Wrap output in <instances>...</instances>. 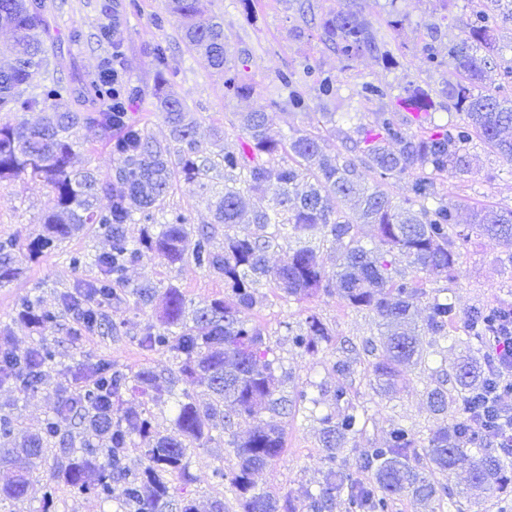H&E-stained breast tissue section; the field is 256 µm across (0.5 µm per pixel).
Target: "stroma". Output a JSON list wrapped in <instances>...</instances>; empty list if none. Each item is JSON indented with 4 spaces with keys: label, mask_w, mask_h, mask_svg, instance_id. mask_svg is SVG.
<instances>
[{
    "label": "stroma",
    "mask_w": 512,
    "mask_h": 512,
    "mask_svg": "<svg viewBox=\"0 0 512 512\" xmlns=\"http://www.w3.org/2000/svg\"><path fill=\"white\" fill-rule=\"evenodd\" d=\"M106 5L119 16L120 23L111 40L102 41L98 32L106 21L102 12ZM199 6L204 14L224 19V47L248 86L240 95H225L223 74L186 47L179 24L167 15L166 0H41V13L51 34L42 75L77 87L98 74L105 58L115 57L123 76L137 89L129 115L151 137L162 142L170 138V128L156 110L155 93L161 86L181 99L197 118V138L203 147H211L213 132L220 128L224 136L219 144L227 151L241 145L236 125L245 112L266 113L274 130L288 134L296 129L316 130L322 113H334L336 134L328 138L327 148L336 150L342 136L353 134L358 124L373 121L376 113L393 111L397 97L409 86L423 94L427 126L447 127L460 118L448 99L447 67L427 68L423 54L430 49L447 56L449 44L463 38L473 11L481 9L480 0H200ZM347 8L371 21L380 53L365 52L350 62L337 54L322 22ZM396 16L402 18V25L389 26V19ZM494 29L499 54L496 66L487 68L483 84L498 97L512 99V84L505 83L502 76L504 67L512 66V19L497 18ZM160 44L167 48L166 82L162 85L157 82L153 62L154 49ZM320 72L335 79L334 97H319L314 76ZM285 76L290 79L286 85L281 82ZM369 83L387 87L388 97H363L362 87ZM293 90L301 93L307 110L292 107L289 93ZM470 153V173L445 179L439 186L441 194L460 201L458 222L463 227L469 224L474 208H512V164L478 139ZM50 199L48 189L38 183L0 186V235L39 233ZM164 205L183 212L189 230L211 222L208 194L187 184L175 186ZM107 247L98 228L88 227L39 261L22 263L18 277L0 287V351L22 354L41 343L57 354L56 365L45 369L35 390L24 392L13 382H0V415L14 418L21 433L38 429L54 407L59 390L98 362H111L126 372L145 368L162 375L175 368L169 353L140 346L139 331L151 314L137 309L130 300L104 308L100 325L90 332L82 330L69 313L61 317L59 326L38 331L18 319L17 300L26 294H36L47 307L60 309L63 294L97 273L91 263L73 268L70 255L82 253L91 259ZM500 256L501 248L494 241L471 233L461 250L456 277L427 279L420 286L429 293L446 291L461 314L478 305H512V264L502 263ZM144 281L179 288L190 308L224 294L223 278L189 259L171 266L146 255L126 274L127 286ZM258 292L259 302L251 317L280 363V392L292 397L303 391L308 400L279 415L285 431L284 448L254 475L256 491L281 498L303 489L318 490L325 452L317 417L332 406L337 385L348 388L351 402L367 417L362 432L349 442L351 451L345 462L352 478L364 483L372 482L373 475L360 466L362 452L383 447L394 427L404 426L424 444L442 421L462 417L460 402L449 401L447 415L440 416L431 410L427 398L440 383L443 369L468 355L474 363L483 361L482 355H470L465 346L450 343L456 327H449L445 339L421 329V343L428 352L425 366L405 369L396 392L385 395L377 391L369 359L362 352L366 340L379 337V319L374 313L350 307L336 292L321 291L295 301L267 281ZM312 313L330 331L329 342L314 356L291 343L292 333ZM339 359L352 361L348 377H338L332 371L333 362ZM226 439L223 430H214L206 447L192 451L193 480L186 484L172 478L174 495L203 506L220 499L226 512H239L236 491L214 475L215 468L229 470L237 463ZM433 478L454 491L436 512H512V492L473 500L458 493L456 474L437 471Z\"/></svg>",
    "instance_id": "1"
}]
</instances>
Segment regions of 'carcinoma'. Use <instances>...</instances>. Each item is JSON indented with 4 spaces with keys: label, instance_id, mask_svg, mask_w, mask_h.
Returning <instances> with one entry per match:
<instances>
[{
    "label": "carcinoma",
    "instance_id": "obj_1",
    "mask_svg": "<svg viewBox=\"0 0 512 512\" xmlns=\"http://www.w3.org/2000/svg\"><path fill=\"white\" fill-rule=\"evenodd\" d=\"M199 0H168L172 17L180 22L188 49L203 55L208 64L224 73V92L238 95L246 89L241 71L232 65L224 48L223 28L216 18L204 15ZM500 0H490L470 24L467 35L448 46V60L429 52L425 64L450 67L448 98L460 112V122L450 128H411L394 112H380L372 123L356 127V136H344L343 150L329 152L325 136L296 130L291 135L273 131L263 112H246L238 119L242 146L237 152L210 151L195 138L196 119L177 98L158 88L157 111L170 127V140L161 143L145 128L125 115L134 88L96 80L79 90L59 79L36 81L48 52L49 26L37 0H0V28L11 41L0 52L13 57L0 70V112L39 110L37 123L24 119L0 122V185L38 182L48 188L53 205L42 218L43 232L24 238H0V286L15 280L23 261H36L59 247L87 225H97L110 249L94 259L99 276L77 286L63 298L64 311H79V323L87 330L98 326L101 309L122 302L126 295L156 310V321L141 331L139 343L148 351L171 354L177 371L161 377L150 371L130 376L107 363L92 369L97 382L77 404L68 391L57 402L41 428L23 437L13 448H0V464L10 477L0 484V496L22 500L50 447L74 444L69 426L87 423L79 441L81 454L67 458L60 468L46 475L43 512H51L55 483L63 481L89 499L114 501L127 512H199L192 499L176 500L170 493V476L192 481L189 450L203 448L212 440V430L229 431L228 447L237 458L235 470H215L238 492L240 512H299L297 498L280 501L253 491L252 476L264 468L284 447V428L261 422L266 412L276 413L305 400L300 392L290 399L279 394L280 379L275 360L268 358L263 331L252 324L248 313L258 303L262 280L275 281L288 298L301 299L338 283L349 305L368 309L386 328L385 349L372 372L378 388L389 393L403 369L424 361L412 327L411 309L422 296L417 278L448 277L456 270L460 249L467 235L455 231L459 204L438 192L437 184L448 176L470 169V144L479 138L503 159L512 163V100L499 99L483 84L485 68L498 53L490 13ZM323 29L341 58L354 60L365 51L379 52L372 24L354 11L340 12L323 21ZM35 87L36 92L27 94ZM78 96L96 104L74 111L68 99ZM96 127L117 166L103 181L94 170L76 165L79 129ZM378 180L368 185L358 167ZM413 177L411 195L396 202L383 189L384 182ZM179 182L210 194L213 223L231 228L252 224L254 232L239 237L224 233V247L215 244V231H197L191 253H185L188 219L172 211L159 224L155 212ZM279 186L278 195L264 202L263 190ZM108 199L104 208L99 197ZM336 206L328 205L329 198ZM140 224L139 236L129 235L128 225ZM377 226L379 244L366 248L358 226ZM471 226L505 249L512 264V209L482 208L472 211ZM339 242L343 251L329 273L320 261V247L304 244ZM288 261L271 267L269 250L291 242ZM398 250L409 259L414 278L392 269L386 254ZM152 253L170 265L190 258L200 269L224 278V296L205 300L187 312L185 299L174 286L160 288L141 283L130 292L121 289L125 273L143 253ZM426 326L435 335H445L448 324L458 318L446 297L432 296L425 305ZM60 312L42 305L39 297L18 301V318L41 328L53 325ZM512 317L507 307L478 308L463 318V332L482 351L503 319ZM329 341L321 320L311 315L306 327L292 335L294 347L315 354ZM56 354L42 345L26 354L0 352V380L22 391L36 388L43 368L55 363ZM444 383L429 393L434 411L448 409L454 396L462 407L480 412L489 392L503 390L494 375L475 372L468 360L448 369ZM202 387L207 401L199 402L195 388ZM146 396L153 402L174 399L171 433L154 430L144 408L124 405L123 394ZM335 404L343 412H330L320 419L326 451L325 472L318 493L304 491L308 512H325L336 499L346 497L347 512H388L391 500L407 496L430 506L448 495V488L435 482V471H452L467 463V488L474 494H503L512 488V450L482 447L477 428L467 419L445 423L419 449L414 435L398 426L382 448H369L361 455L364 467L373 471V482H355L336 464L343 444L362 431L363 415L351 406L345 386L336 387ZM149 442L139 449L141 465L127 463L132 435ZM471 447L464 448L458 437Z\"/></svg>",
    "mask_w": 512,
    "mask_h": 512
}]
</instances>
